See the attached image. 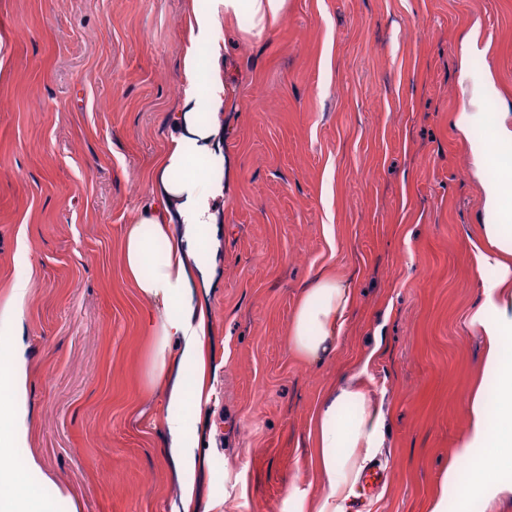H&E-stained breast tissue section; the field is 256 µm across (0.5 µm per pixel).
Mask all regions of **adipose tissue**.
<instances>
[{
  "mask_svg": "<svg viewBox=\"0 0 512 512\" xmlns=\"http://www.w3.org/2000/svg\"><path fill=\"white\" fill-rule=\"evenodd\" d=\"M288 0H210L207 11L194 15V41L209 43L207 59L188 54V79L205 74L206 95L188 87L177 113L169 145L157 166L156 188L161 204L130 225L123 238V273L140 298L154 303L147 327L151 337L149 386L165 404L166 453L175 465L182 489L178 512H199L196 498L197 459L188 439L183 415L187 406L201 408L213 389L206 384L204 338L209 315L191 286L195 256L206 243L213 219V202L223 188L211 180L203 159L212 150L216 131L208 118L225 104L226 86L218 61L222 47L213 33L222 23L248 16L255 33L273 28ZM485 209L493 217L483 225L474 244V264L480 271V302L470 323L484 339L482 379L465 396L466 431L448 459L427 512H470L475 501L486 503L512 495V178L502 177L485 187ZM163 255H156L157 245ZM29 279L16 280L0 303V447L26 446L29 435L26 398L28 369L13 329L23 316ZM354 303L349 284L335 274L318 271L296 303L286 340L289 349L307 362L331 358L344 333ZM179 365L194 378L192 389L171 375ZM368 361L351 368L321 397L311 419L316 492L293 487L289 512H350L362 471L376 456L385 438L387 413L366 381ZM494 393H487V380ZM35 456L19 465L0 467V512H80L78 498L56 487L47 502L30 484L40 471ZM500 481H490V473Z\"/></svg>",
  "mask_w": 512,
  "mask_h": 512,
  "instance_id": "adipose-tissue-1",
  "label": "adipose tissue"
}]
</instances>
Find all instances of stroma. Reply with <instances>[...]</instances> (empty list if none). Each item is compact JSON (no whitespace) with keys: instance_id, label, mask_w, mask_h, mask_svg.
Listing matches in <instances>:
<instances>
[{"instance_id":"stroma-1","label":"stroma","mask_w":512,"mask_h":512,"mask_svg":"<svg viewBox=\"0 0 512 512\" xmlns=\"http://www.w3.org/2000/svg\"><path fill=\"white\" fill-rule=\"evenodd\" d=\"M191 0H0V303L30 278L20 342L29 437L82 512H172L161 399L148 385V305L121 262L188 80ZM492 90L459 79L462 42ZM224 37L225 192L194 286L211 319L214 394L187 411L209 512H287L308 484L321 394L371 355L389 411L361 512H425L466 427L483 345L469 324L487 223L472 144L512 125V0H288L272 31ZM481 112L468 137L453 123ZM355 303L333 358L285 336L319 270ZM383 346L371 354L374 334Z\"/></svg>"}]
</instances>
